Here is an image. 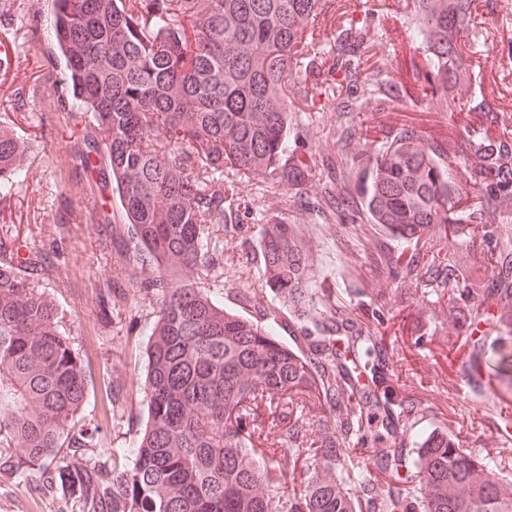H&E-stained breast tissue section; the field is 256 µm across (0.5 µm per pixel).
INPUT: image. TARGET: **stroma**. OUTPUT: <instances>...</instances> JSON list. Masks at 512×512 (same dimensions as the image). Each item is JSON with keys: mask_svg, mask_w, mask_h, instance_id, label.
<instances>
[{"mask_svg": "<svg viewBox=\"0 0 512 512\" xmlns=\"http://www.w3.org/2000/svg\"><path fill=\"white\" fill-rule=\"evenodd\" d=\"M393 2L354 0L350 17L366 28V56L385 61L384 77L413 90L417 81L412 71L389 64L396 36L411 24L406 12L394 11ZM47 14V0H0V120L22 136L47 142L46 148L27 156L26 179L11 197L0 200V225L8 227L14 246L33 243L50 255L37 286L58 305L62 326L88 369L83 424L98 428L100 445L84 449L83 455L106 466L109 449L127 447L146 426L141 388L145 347L160 298L140 288L142 273L125 264L120 221L100 224L90 219V212L103 202L97 189L78 184L66 192L61 187L71 138L58 120V75L45 54ZM359 119L386 129L411 124L434 140L464 134L463 122L433 98L383 109L366 96ZM288 147L312 162L334 151L328 113H298ZM224 182L232 188L238 212L233 224L213 235L212 245L223 253L224 262L200 277L207 295L259 325L278 323V338L305 354L300 329L275 314L278 303L258 259L260 229L269 217H279L313 245L330 275L333 301L364 323L386 350L387 379L413 407L407 448L425 437L447 434L481 460L506 451L499 411L512 407V389L502 387L485 368L480 387L461 389L460 374L473 353L471 338L449 323L445 306L434 296L369 268L378 244L396 251L400 242L384 238L370 225L359 234L350 224L314 223L296 207L295 192L264 179L228 171ZM0 512L78 510L64 506L33 477L1 473Z\"/></svg>", "mask_w": 512, "mask_h": 512, "instance_id": "35a3bbf8", "label": "stroma"}]
</instances>
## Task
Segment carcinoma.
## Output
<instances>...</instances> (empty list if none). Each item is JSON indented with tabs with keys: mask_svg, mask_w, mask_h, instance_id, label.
Instances as JSON below:
<instances>
[{
	"mask_svg": "<svg viewBox=\"0 0 512 512\" xmlns=\"http://www.w3.org/2000/svg\"><path fill=\"white\" fill-rule=\"evenodd\" d=\"M472 2L404 0L413 24L402 45L422 54L409 56L410 68L424 65L433 95L483 132L462 149L452 135L438 143L404 126L357 157L351 146L371 136L356 122L360 93L383 104L413 95L379 78L365 29L349 18L311 52L323 0H51L43 40L59 65L61 122L79 134L69 174L117 199L126 264L161 302L147 348V425L128 447L108 449L107 476L76 453L99 444L98 429L79 426L87 371L58 306L35 285L43 248L22 256L0 241V471L40 477L81 512H512V460H477L447 436L404 452L412 407L387 384L376 337L316 298L314 249L292 225L264 224L259 256L309 355L196 285L218 261L213 228L233 221L224 170L300 191L316 169L321 196L304 206L406 243L408 260L380 248L369 262L394 280L445 273L436 299L470 336L495 323L492 369L512 381V246L502 241L512 224L503 209L512 205V127L495 96L463 105L456 97L483 65L478 41L489 38ZM296 98L335 111L334 157L310 163L288 152ZM32 148L0 121V200L25 177ZM461 169L476 198L465 206ZM458 224L470 225L491 267L482 286L445 248L417 249ZM483 347L473 342L474 382ZM260 418L263 448L243 434ZM358 435L372 436V455L350 447ZM14 448L25 449L24 465ZM301 458L307 478L290 489L287 473Z\"/></svg>",
	"mask_w": 512,
	"mask_h": 512,
	"instance_id": "obj_1",
	"label": "carcinoma"
}]
</instances>
